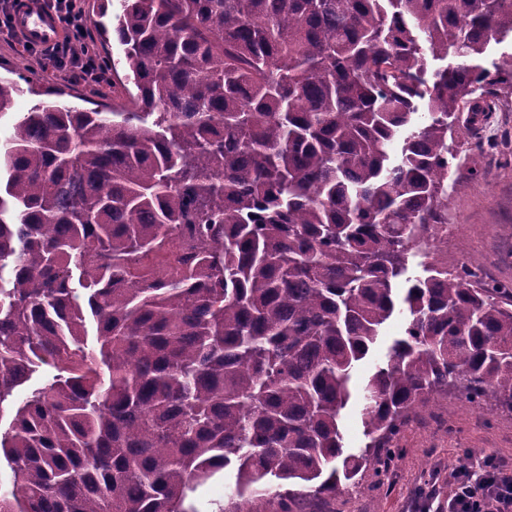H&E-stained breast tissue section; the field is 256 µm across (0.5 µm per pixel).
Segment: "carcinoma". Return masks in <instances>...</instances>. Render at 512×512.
I'll return each mask as SVG.
<instances>
[{
	"mask_svg": "<svg viewBox=\"0 0 512 512\" xmlns=\"http://www.w3.org/2000/svg\"><path fill=\"white\" fill-rule=\"evenodd\" d=\"M119 2L126 103L48 86L0 141V512H197L226 469L219 512H299L384 475L435 393L512 407V290L474 260L396 288L444 223L448 119L512 97L484 58L512 0ZM407 319L408 316L405 313L394 314L385 324L381 336L378 337L377 343L367 358L361 361L353 371L351 385L355 397L344 411L341 428L344 446L350 451L364 448L365 444L369 441L363 434L364 428L360 417L362 388L367 376L375 363L385 360V354L392 342L402 336ZM234 473L226 470L220 472L207 484L199 487L191 495L190 502L199 512H212L217 510V504L228 501V495L234 486Z\"/></svg>",
	"mask_w": 512,
	"mask_h": 512,
	"instance_id": "1",
	"label": "carcinoma"
}]
</instances>
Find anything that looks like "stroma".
<instances>
[{
    "label": "stroma",
    "mask_w": 512,
    "mask_h": 512,
    "mask_svg": "<svg viewBox=\"0 0 512 512\" xmlns=\"http://www.w3.org/2000/svg\"><path fill=\"white\" fill-rule=\"evenodd\" d=\"M20 72L48 78L64 90L66 101L83 109L123 101L111 77L88 84L77 76L43 68L20 40L0 39V78L11 81ZM453 146L459 161L448 175V237L410 256L407 274L420 275L424 265L437 262L454 268L473 258L487 280L512 287V106L489 113L476 125L471 124L469 112L456 113ZM472 150L481 154V171L476 176L464 161ZM406 321V314H394L367 358L353 371L356 398L342 422L348 450H358L367 442L357 395L374 364L382 362L388 347L402 336ZM397 444L401 453L385 479L366 470L356 485L335 497L304 501L302 512H419L426 499L432 506H445L448 473L469 466V454L494 456L512 469V410L491 400L470 404L454 393L440 395L410 415Z\"/></svg>",
    "instance_id": "obj_1"
}]
</instances>
